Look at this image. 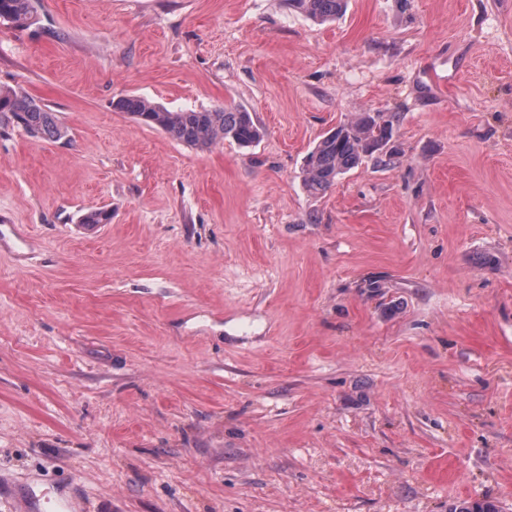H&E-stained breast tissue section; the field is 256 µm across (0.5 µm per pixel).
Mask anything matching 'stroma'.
<instances>
[{"mask_svg":"<svg viewBox=\"0 0 512 512\" xmlns=\"http://www.w3.org/2000/svg\"><path fill=\"white\" fill-rule=\"evenodd\" d=\"M33 6L0 86L67 136L0 132V475L100 512H512V0ZM129 95L263 136L196 150ZM363 112L385 151L309 194ZM347 0H288L289 7L319 21H333L343 15ZM385 118L381 127L371 112H363L355 121L339 125L334 133L326 134L306 158L307 191L312 195L325 191L386 143L394 130L395 115L385 112Z\"/></svg>","mask_w":512,"mask_h":512,"instance_id":"obj_1","label":"stroma"}]
</instances>
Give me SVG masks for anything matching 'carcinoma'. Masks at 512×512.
<instances>
[{"mask_svg":"<svg viewBox=\"0 0 512 512\" xmlns=\"http://www.w3.org/2000/svg\"><path fill=\"white\" fill-rule=\"evenodd\" d=\"M288 6L319 21H333L343 15L347 0H288ZM0 21L18 25L35 21L32 0H0ZM115 109L127 112L141 123L164 131L172 139L191 148L209 149L229 140L239 146H250L262 137V129L251 114L239 107L212 110L169 111L137 96H124L114 102ZM395 116L385 114L379 126L370 112L326 134L306 158L304 185L312 194H319L336 180L357 167L367 155L378 150L392 136ZM17 126L35 139L58 141L67 130L56 113L29 95L0 87V128ZM450 512H499L491 500L463 502Z\"/></svg>","mask_w":512,"mask_h":512,"instance_id":"1","label":"carcinoma"}]
</instances>
